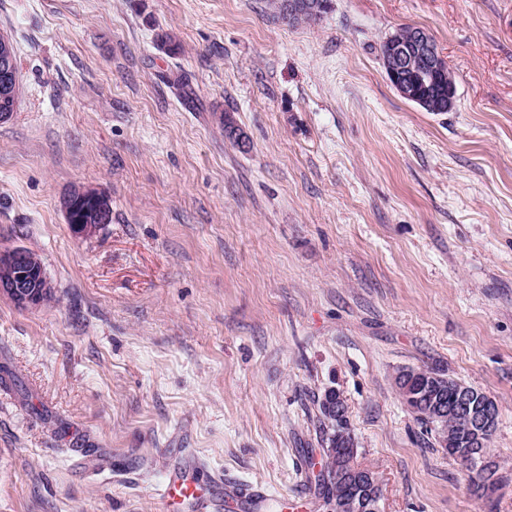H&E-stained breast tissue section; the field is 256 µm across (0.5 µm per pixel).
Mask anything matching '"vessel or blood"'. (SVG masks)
Instances as JSON below:
<instances>
[{
	"mask_svg": "<svg viewBox=\"0 0 512 512\" xmlns=\"http://www.w3.org/2000/svg\"><path fill=\"white\" fill-rule=\"evenodd\" d=\"M161 496L168 512H222L228 503L238 512H266L267 505L262 487L228 491L220 478L203 480L195 458L189 454L170 469Z\"/></svg>",
	"mask_w": 512,
	"mask_h": 512,
	"instance_id": "vessel-or-blood-1",
	"label": "vessel or blood"
}]
</instances>
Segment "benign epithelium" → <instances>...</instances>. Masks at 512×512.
<instances>
[{
  "instance_id": "obj_1",
  "label": "benign epithelium",
  "mask_w": 512,
  "mask_h": 512,
  "mask_svg": "<svg viewBox=\"0 0 512 512\" xmlns=\"http://www.w3.org/2000/svg\"><path fill=\"white\" fill-rule=\"evenodd\" d=\"M448 66L425 31L412 35L411 39L394 46L389 57L388 78L391 84L409 99L421 102L422 94L437 85L448 86V93H440L437 106L449 109L453 106L456 88L445 83ZM17 83V63L8 41L0 39V122L12 116L14 90ZM65 213L73 234L90 236L110 222L111 209L108 201L98 192L80 188L64 200ZM30 251L22 247L0 249V294L8 296L16 306L24 309L37 308L53 296L54 288L44 267L31 264ZM406 398H427L439 420L448 418L465 423L470 431L469 457L478 459L484 447V431L495 420L496 407L487 401L482 403L463 391L457 392L451 405H446L443 386L425 375L407 370L399 381ZM357 450L336 449V468L333 476L352 487L371 488L372 475L357 463ZM367 502L355 491L332 500L328 512H362Z\"/></svg>"
}]
</instances>
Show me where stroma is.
I'll return each instance as SVG.
<instances>
[{
    "label": "stroma",
    "mask_w": 512,
    "mask_h": 512,
    "mask_svg": "<svg viewBox=\"0 0 512 512\" xmlns=\"http://www.w3.org/2000/svg\"><path fill=\"white\" fill-rule=\"evenodd\" d=\"M407 26L453 73L451 110L391 85L380 47ZM1 33L23 93L0 248L55 293L0 296V512H165L181 448L277 512H327L330 386L379 512H512V0H330L299 23L270 0H0ZM76 188L111 200L89 237ZM404 367L496 402L491 500L405 405ZM63 204L69 228L75 235L90 236L110 222V205L96 191L79 188L68 195Z\"/></svg>",
    "instance_id": "stroma-1"
}]
</instances>
